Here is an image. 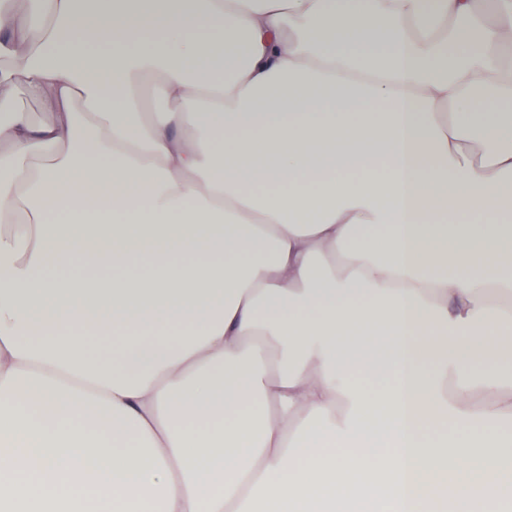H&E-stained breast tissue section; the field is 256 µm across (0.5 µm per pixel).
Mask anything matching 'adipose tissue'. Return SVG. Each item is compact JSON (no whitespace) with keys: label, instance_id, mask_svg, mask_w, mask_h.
Returning <instances> with one entry per match:
<instances>
[{"label":"adipose tissue","instance_id":"obj_1","mask_svg":"<svg viewBox=\"0 0 512 512\" xmlns=\"http://www.w3.org/2000/svg\"><path fill=\"white\" fill-rule=\"evenodd\" d=\"M18 2L0 0V512L511 497L512 439L426 434L512 420V378L472 373L512 345V0L490 20L481 0ZM138 255L152 272L93 275ZM67 259L88 275L52 276ZM100 333L111 359L86 363ZM372 435L374 465L345 455ZM488 422L482 420H474L470 423L469 430L462 429L451 417L443 419L441 426L429 436L430 440L438 444L446 443L448 448H452L458 441L464 440L468 442L469 449L484 448L485 441L488 439L485 434V428Z\"/></svg>","mask_w":512,"mask_h":512}]
</instances>
